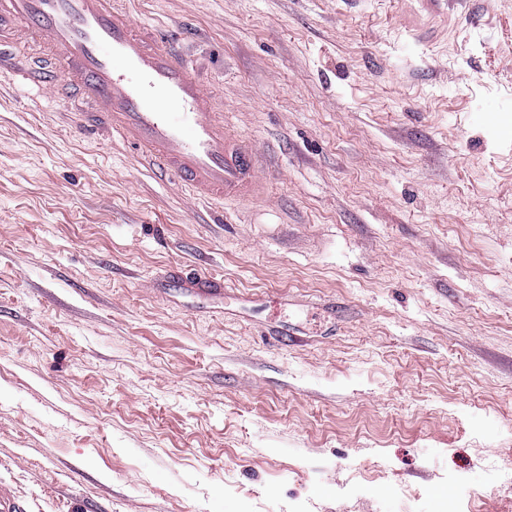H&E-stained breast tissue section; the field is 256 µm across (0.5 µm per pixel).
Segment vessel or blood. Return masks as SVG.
Masks as SVG:
<instances>
[{
    "label": "vessel or blood",
    "mask_w": 512,
    "mask_h": 512,
    "mask_svg": "<svg viewBox=\"0 0 512 512\" xmlns=\"http://www.w3.org/2000/svg\"><path fill=\"white\" fill-rule=\"evenodd\" d=\"M28 94L82 98L79 132L122 141L206 201L255 200L271 175L229 130L187 53L113 0H0V63Z\"/></svg>",
    "instance_id": "b4317fda"
}]
</instances>
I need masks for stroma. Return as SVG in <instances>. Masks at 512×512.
Returning <instances> with one entry per match:
<instances>
[{
	"mask_svg": "<svg viewBox=\"0 0 512 512\" xmlns=\"http://www.w3.org/2000/svg\"><path fill=\"white\" fill-rule=\"evenodd\" d=\"M124 2L274 172L211 213L0 74V485L512 512V0Z\"/></svg>",
	"mask_w": 512,
	"mask_h": 512,
	"instance_id": "1",
	"label": "stroma"
}]
</instances>
